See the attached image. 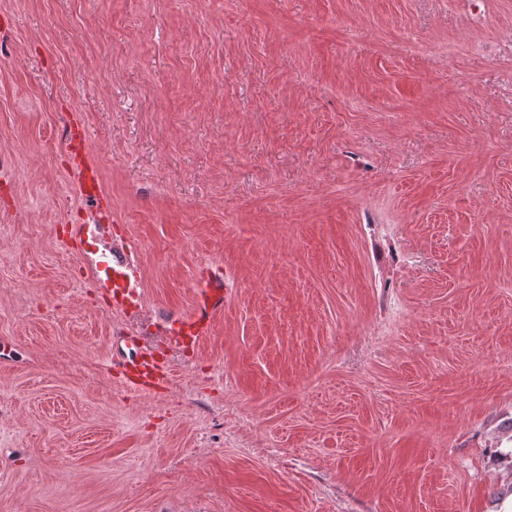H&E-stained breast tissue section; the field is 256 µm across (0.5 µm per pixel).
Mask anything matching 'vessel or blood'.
<instances>
[{"label": "vessel or blood", "mask_w": 512, "mask_h": 512, "mask_svg": "<svg viewBox=\"0 0 512 512\" xmlns=\"http://www.w3.org/2000/svg\"><path fill=\"white\" fill-rule=\"evenodd\" d=\"M98 287L106 289L115 307L125 308L138 304L140 294L125 267L100 266ZM199 298L193 311L173 319L167 329L169 337L188 347L199 345L211 322L224 310V282L205 279L198 290ZM126 385L134 389H146L169 378V369L158 354L150 348L136 350L117 363Z\"/></svg>", "instance_id": "b4317fda"}]
</instances>
